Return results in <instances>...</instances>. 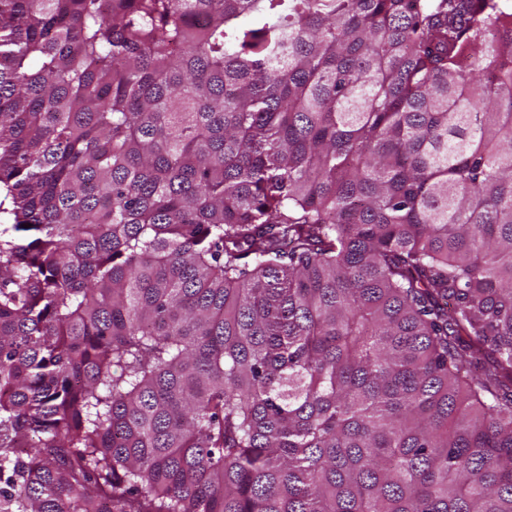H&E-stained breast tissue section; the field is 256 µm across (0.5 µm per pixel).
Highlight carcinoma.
Masks as SVG:
<instances>
[{
    "instance_id": "1",
    "label": "carcinoma",
    "mask_w": 512,
    "mask_h": 512,
    "mask_svg": "<svg viewBox=\"0 0 512 512\" xmlns=\"http://www.w3.org/2000/svg\"><path fill=\"white\" fill-rule=\"evenodd\" d=\"M0 213V512H512L501 0H0Z\"/></svg>"
}]
</instances>
